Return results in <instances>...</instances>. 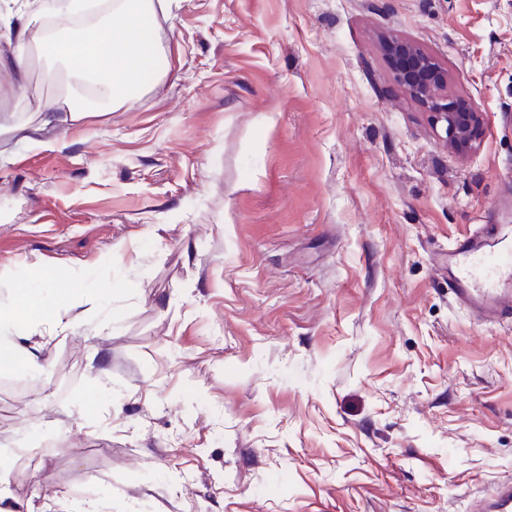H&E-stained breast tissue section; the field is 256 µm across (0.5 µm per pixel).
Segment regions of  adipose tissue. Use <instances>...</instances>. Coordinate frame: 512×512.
I'll use <instances>...</instances> for the list:
<instances>
[{"label":"adipose tissue","instance_id":"adipose-tissue-1","mask_svg":"<svg viewBox=\"0 0 512 512\" xmlns=\"http://www.w3.org/2000/svg\"><path fill=\"white\" fill-rule=\"evenodd\" d=\"M168 6V0H121L119 9L93 35L56 41L51 51L69 61L105 104L132 105L141 90L144 63L156 51L155 42L141 27L142 18ZM30 291V285L20 286L13 307L0 313L1 368L34 365V353L20 346L19 338L31 335L44 317L58 323L63 320L60 307L33 304Z\"/></svg>","mask_w":512,"mask_h":512}]
</instances>
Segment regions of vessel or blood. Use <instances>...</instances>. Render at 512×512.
I'll use <instances>...</instances> for the list:
<instances>
[{
    "instance_id": "vessel-or-blood-1",
    "label": "vessel or blood",
    "mask_w": 512,
    "mask_h": 512,
    "mask_svg": "<svg viewBox=\"0 0 512 512\" xmlns=\"http://www.w3.org/2000/svg\"><path fill=\"white\" fill-rule=\"evenodd\" d=\"M446 274L456 302L485 320L512 319V252L485 249L478 236L448 251ZM476 512H512V485L479 501Z\"/></svg>"
}]
</instances>
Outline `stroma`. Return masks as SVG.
I'll list each match as a JSON object with an SVG mask.
<instances>
[{"mask_svg":"<svg viewBox=\"0 0 512 512\" xmlns=\"http://www.w3.org/2000/svg\"><path fill=\"white\" fill-rule=\"evenodd\" d=\"M68 2L0 0V308L41 266L70 321L0 370V512H472L512 479V321L444 275L512 225V0H174L134 105L44 128L71 70L15 72L8 30L82 34ZM389 34L482 112L474 152ZM382 50L405 92L429 110L439 142L457 154L477 149L484 136L483 114L471 101L448 95V72L439 61L399 35L385 37Z\"/></svg>","mask_w":512,"mask_h":512,"instance_id":"stroma-1","label":"stroma"}]
</instances>
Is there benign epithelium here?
<instances>
[{"mask_svg": "<svg viewBox=\"0 0 512 512\" xmlns=\"http://www.w3.org/2000/svg\"><path fill=\"white\" fill-rule=\"evenodd\" d=\"M382 50L405 92L429 110L439 142L457 154L477 149L484 136L483 113L472 102L448 95V72L439 61L399 35L385 37Z\"/></svg>", "mask_w": 512, "mask_h": 512, "instance_id": "7a95c632", "label": "benign epithelium"}]
</instances>
